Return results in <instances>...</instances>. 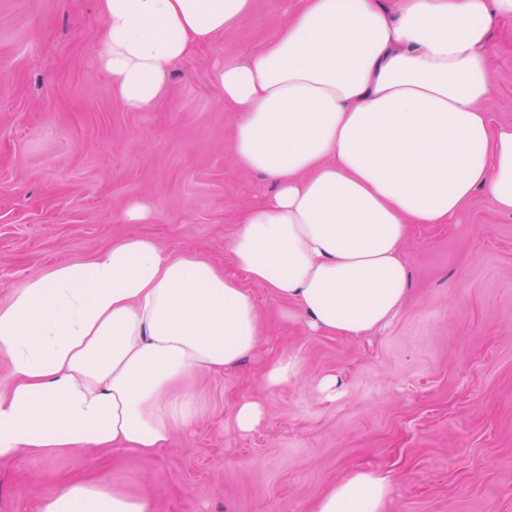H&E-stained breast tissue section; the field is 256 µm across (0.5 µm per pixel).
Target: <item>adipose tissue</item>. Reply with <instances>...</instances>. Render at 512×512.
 I'll return each mask as SVG.
<instances>
[{
  "label": "adipose tissue",
  "mask_w": 512,
  "mask_h": 512,
  "mask_svg": "<svg viewBox=\"0 0 512 512\" xmlns=\"http://www.w3.org/2000/svg\"><path fill=\"white\" fill-rule=\"evenodd\" d=\"M99 65L129 110L155 108L172 65L248 16L253 0H95ZM512 0H298L256 52L218 72L237 114L240 165L273 195L229 244L244 279L133 234L59 264L0 305V459L108 449L152 457L203 414L197 374L236 367L260 343L253 287L311 331L361 336L401 311L413 224H448L483 192L512 212V123L481 103L490 33ZM388 477L354 470L311 512H383ZM36 512H152L89 460Z\"/></svg>",
  "instance_id": "1"
}]
</instances>
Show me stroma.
Masks as SVG:
<instances>
[{"label": "stroma", "mask_w": 512, "mask_h": 512, "mask_svg": "<svg viewBox=\"0 0 512 512\" xmlns=\"http://www.w3.org/2000/svg\"><path fill=\"white\" fill-rule=\"evenodd\" d=\"M292 0H254L237 27L176 62L150 112L128 110L98 65L95 0H0V303L58 263L89 259L131 234L227 263L243 211L275 190L243 170L235 114L217 74L259 49ZM494 91L512 123V29L491 34ZM143 200L146 224L124 223ZM406 303L382 331L308 330L292 306L255 289L262 341L239 366L191 384L204 414L153 457L113 461L118 489L155 512H309L350 471L387 475L386 512H512V213L483 194L452 224L413 225L403 249ZM298 377L270 387L266 366ZM337 376L335 398L320 381ZM262 423L242 433L239 404ZM87 455L0 461V512H33ZM263 416V409L256 401L241 403L236 411V424L240 431L248 432L253 430Z\"/></svg>", "instance_id": "1"}]
</instances>
